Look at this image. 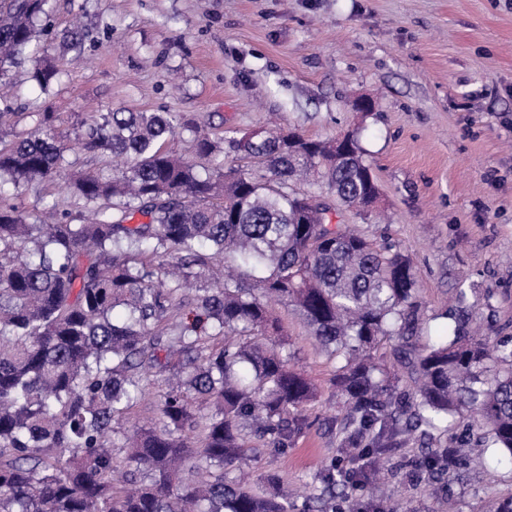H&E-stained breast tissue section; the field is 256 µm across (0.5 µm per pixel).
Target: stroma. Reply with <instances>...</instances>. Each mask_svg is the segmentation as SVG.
<instances>
[{
    "label": "stroma",
    "instance_id": "stroma-1",
    "mask_svg": "<svg viewBox=\"0 0 512 512\" xmlns=\"http://www.w3.org/2000/svg\"><path fill=\"white\" fill-rule=\"evenodd\" d=\"M46 43L62 73L49 94L13 68L23 112H53L75 136L85 112H181L202 131L272 124L331 139L360 131L380 188L376 215L341 210L375 241L409 254L424 321L419 343L446 335L463 308L480 336H512V0H51ZM87 34L70 48L71 27ZM356 97L374 103L364 118ZM79 223L86 210L63 182L23 184L11 202ZM292 363L320 390L314 419L283 455L262 454L253 474L279 472L303 504L314 475L339 454L343 401L334 364L291 306L275 309ZM462 444L439 431L399 433L379 480L347 485L358 512H495L512 500V454L480 444L470 418ZM461 460L441 477L419 467L428 451Z\"/></svg>",
    "mask_w": 512,
    "mask_h": 512
}]
</instances>
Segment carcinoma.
<instances>
[{"mask_svg":"<svg viewBox=\"0 0 512 512\" xmlns=\"http://www.w3.org/2000/svg\"><path fill=\"white\" fill-rule=\"evenodd\" d=\"M49 27V0H0L1 85ZM57 78L48 62L28 71L42 91ZM17 117L0 97V512H295L279 473L254 486L229 476L260 447L286 452L318 398L291 366L271 300L293 306L334 363L345 406L339 465L314 477L321 496L301 512H344L336 489L371 476L346 446L370 435L386 453L403 417L407 432H447L471 413L483 443L512 454V343L476 340L460 321L418 348L410 259L342 224L302 223L306 195L333 210L357 204L372 172L359 138L346 155L313 138L290 150L282 129L243 147L236 131L210 137L184 113L113 111L83 114L71 142L42 112L6 143ZM178 129L207 173L173 147ZM226 147L261 169H224ZM76 152L121 159L73 182L82 223L44 224L8 202L5 186L61 177ZM136 213L148 221L130 223ZM398 366L416 386L408 405L392 393ZM157 372L159 418L120 433ZM454 464L451 448L420 462L432 475Z\"/></svg>","mask_w":512,"mask_h":512,"instance_id":"obj_1","label":"carcinoma"}]
</instances>
